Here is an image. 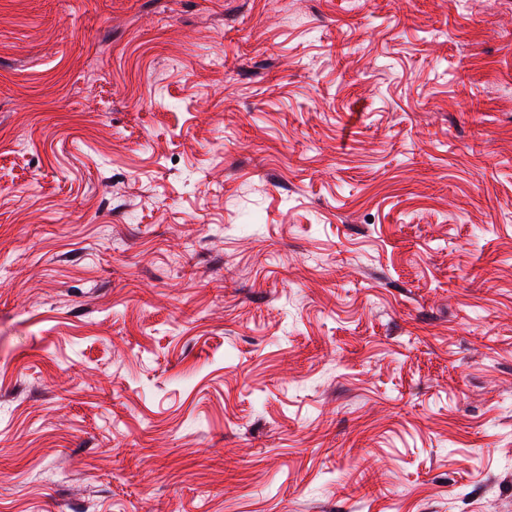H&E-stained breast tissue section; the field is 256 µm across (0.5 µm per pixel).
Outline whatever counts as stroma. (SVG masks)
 I'll return each mask as SVG.
<instances>
[{
    "label": "stroma",
    "instance_id": "1",
    "mask_svg": "<svg viewBox=\"0 0 512 512\" xmlns=\"http://www.w3.org/2000/svg\"><path fill=\"white\" fill-rule=\"evenodd\" d=\"M0 512H512V0H0Z\"/></svg>",
    "mask_w": 512,
    "mask_h": 512
}]
</instances>
